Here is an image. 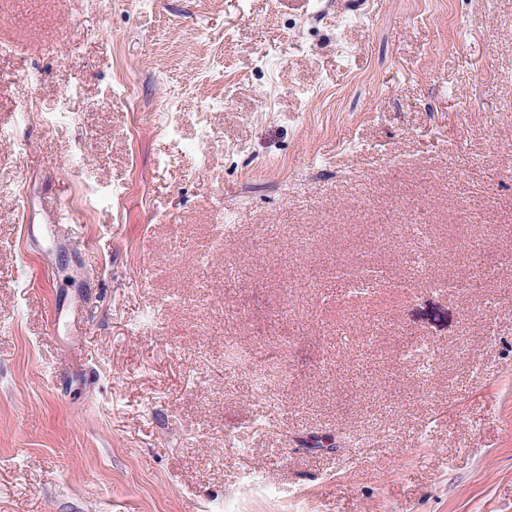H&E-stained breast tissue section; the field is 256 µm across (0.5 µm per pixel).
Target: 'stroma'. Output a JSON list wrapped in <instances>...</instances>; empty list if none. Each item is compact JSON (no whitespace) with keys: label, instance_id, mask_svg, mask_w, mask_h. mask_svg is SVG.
Returning a JSON list of instances; mask_svg holds the SVG:
<instances>
[{"label":"stroma","instance_id":"1","mask_svg":"<svg viewBox=\"0 0 512 512\" xmlns=\"http://www.w3.org/2000/svg\"><path fill=\"white\" fill-rule=\"evenodd\" d=\"M1 41L0 512H512V268L439 286L471 233L512 252V0H0ZM83 184L111 203L25 243ZM369 224L421 226L429 275ZM340 252L374 254L373 294L308 287ZM230 337L275 352V413Z\"/></svg>","mask_w":512,"mask_h":512}]
</instances>
